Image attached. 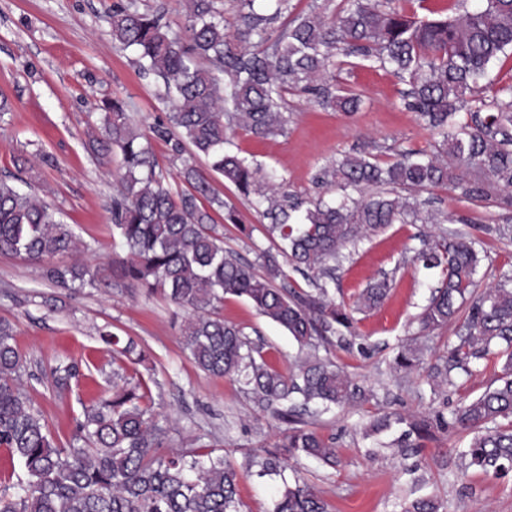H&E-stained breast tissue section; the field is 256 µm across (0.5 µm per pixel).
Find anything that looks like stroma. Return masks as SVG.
Returning a JSON list of instances; mask_svg holds the SVG:
<instances>
[{"label":"stroma","instance_id":"1","mask_svg":"<svg viewBox=\"0 0 512 512\" xmlns=\"http://www.w3.org/2000/svg\"><path fill=\"white\" fill-rule=\"evenodd\" d=\"M114 2L0 0V98L10 105L0 117V176L18 171V158H29V169L18 172L73 225L85 245L76 258L101 281L96 288L63 289L46 281L38 264L0 256V319L13 325L15 343L25 358L23 389L56 443L72 446L74 420L83 404L112 387V355L97 335L98 327L108 324L120 336L132 337L147 355L151 405L169 422L170 448L212 450L236 464L243 512L272 508L275 482L246 467L249 458L269 452L284 458L288 477H301L331 512H405L423 497L436 499L439 512H512V474L497 478L476 467L464 468L459 452L468 446L471 433L435 425L437 415L451 417L500 375L501 357L479 361L476 374L460 377L454 387L432 389L429 365L458 342V325L452 322L429 333L423 363L412 374L389 368L399 346L419 334V317L441 276L415 259L424 240L444 230L465 233L483 256L476 282L478 290H485L500 276L512 274V239L486 233L484 227L512 225V208L473 203L436 188L429 194L432 209L454 214L455 222L391 224L342 249L336 279L327 285L335 301L353 302L384 277L391 285L378 308L356 314L355 336L328 351L351 377L371 387L373 395L318 417L302 416L301 427L316 430L336 446V468L290 456L281 446L284 423L260 411L237 382L207 375L192 362L182 337L189 310L112 275L113 263L126 256L112 238L109 212L123 169L120 152L101 162L88 149L90 135L101 122L99 105L107 98L123 99L145 132L168 113L130 53L113 45L106 14ZM340 81L345 89L362 94L357 112L325 109L295 93L288 97L285 135L260 139L239 130L235 144L243 155L282 176L289 192L309 198L323 193L314 182L319 168L342 154L364 152L386 162L402 149H430V134L402 106L403 86L396 78L355 64L346 67ZM211 180L248 227L240 233L239 226L225 222L223 213L215 214L225 251L256 263L260 251L272 247L267 219L225 185L220 174H212ZM76 258L64 255L57 262L69 264ZM216 310L260 342L279 371H296L301 357L297 343L247 299L225 296ZM65 359L89 364L91 374L61 394L52 371ZM386 415L396 419L391 429L368 434L369 424ZM404 419L432 425L417 447L393 445Z\"/></svg>","mask_w":512,"mask_h":512}]
</instances>
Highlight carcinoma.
<instances>
[{
    "instance_id": "1",
    "label": "carcinoma",
    "mask_w": 512,
    "mask_h": 512,
    "mask_svg": "<svg viewBox=\"0 0 512 512\" xmlns=\"http://www.w3.org/2000/svg\"><path fill=\"white\" fill-rule=\"evenodd\" d=\"M237 35L226 33L225 0H186V26L171 31L162 8L143 9L138 0L112 8V42L134 55L140 74L153 76L158 98L169 108L167 122L152 129L176 156L191 147L244 198L270 219L267 232L278 240L276 252L258 255L264 274L224 254L212 213L225 209L208 177L186 161L180 171L185 191L173 190L157 176L148 138L134 127L126 102L104 100L100 136L92 150L105 157L119 149L121 188L110 206L112 236L127 249L118 277L148 295L161 293L193 312L185 322L184 348L195 365L216 377L247 387L257 405L271 409L289 425L297 407L315 416L371 393L344 370L320 356L322 342L354 328L355 312L377 308L389 292L384 278L364 289L352 308L327 297L325 286L313 293L275 282L286 280L279 261L320 276L346 244L388 224H443L417 195L444 187L458 197L491 199L512 208V84L494 86L495 63L512 58V0H479L462 12L408 13L401 0H341L338 8L313 5L297 11L290 0H238ZM358 58L407 86L402 105L414 112L433 139L432 149H406L385 164L361 154H343L324 166L318 182L337 196L303 198L254 159L232 149L229 132L241 129L267 139L288 125L287 96L310 95L324 108L355 112L361 97L342 87L336 71ZM80 251L73 225L35 193L20 191L10 177L0 179V255L42 265L46 280L63 288H94L97 274L84 263L57 265L52 259ZM416 260L441 270L429 304L420 317L430 332L459 322V342L430 368L439 386L453 385L458 373L497 353L505 357L497 385L462 403L453 424L474 431L460 452L469 466L496 477L512 473V275L479 293L475 275L478 252L465 238L435 236ZM226 295L244 297L278 323L305 351L297 372L284 374L268 363L263 347L215 313ZM113 353L136 364L137 344L107 329L99 332ZM420 337L401 346L390 369L408 373L421 363ZM25 359L13 328L0 321V448L19 462L24 477L0 490V512H241L239 471L212 451H167L168 429L147 403L142 379L113 385L112 394L83 407L74 420L82 448H60L46 431L39 411L20 384ZM80 370L61 363L53 371L64 391ZM417 422L392 441L399 447L423 438ZM281 447L334 466L332 442L317 431L287 428ZM257 475L277 476L271 512H328L313 489L288 483V465L278 456L252 459Z\"/></svg>"
}]
</instances>
